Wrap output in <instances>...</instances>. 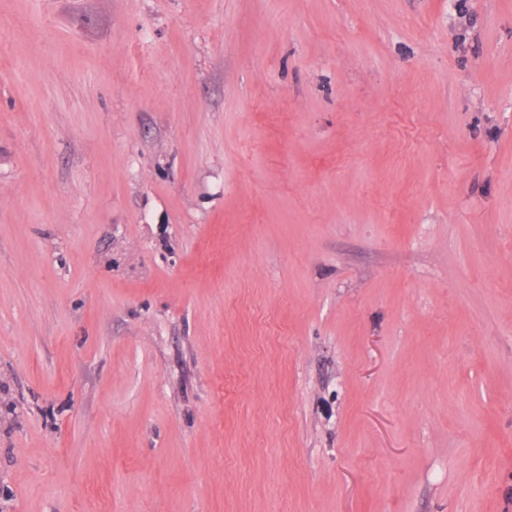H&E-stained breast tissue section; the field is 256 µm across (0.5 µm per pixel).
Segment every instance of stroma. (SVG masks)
I'll list each match as a JSON object with an SVG mask.
<instances>
[{
	"label": "stroma",
	"mask_w": 512,
	"mask_h": 512,
	"mask_svg": "<svg viewBox=\"0 0 512 512\" xmlns=\"http://www.w3.org/2000/svg\"><path fill=\"white\" fill-rule=\"evenodd\" d=\"M0 512H512V0H0Z\"/></svg>",
	"instance_id": "35a3bbf8"
}]
</instances>
